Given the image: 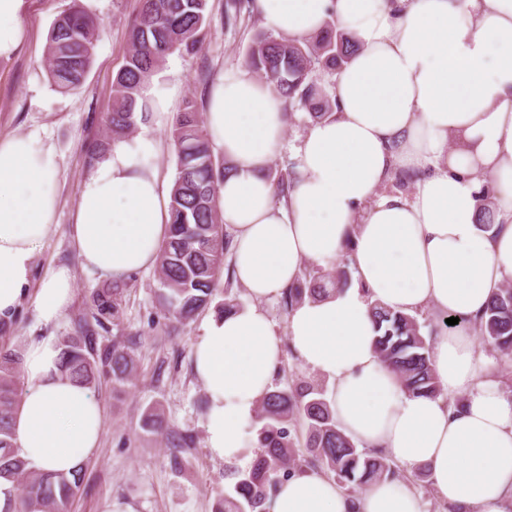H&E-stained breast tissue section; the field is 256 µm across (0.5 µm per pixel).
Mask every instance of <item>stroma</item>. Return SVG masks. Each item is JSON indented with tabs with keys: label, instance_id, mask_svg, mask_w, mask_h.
<instances>
[{
	"label": "stroma",
	"instance_id": "obj_1",
	"mask_svg": "<svg viewBox=\"0 0 512 512\" xmlns=\"http://www.w3.org/2000/svg\"><path fill=\"white\" fill-rule=\"evenodd\" d=\"M81 5L102 26L94 63L80 88L61 93L50 84L46 46L52 22L72 4ZM210 25L202 52L195 57L172 54L161 72L177 85L175 108L188 97L207 101L215 79L243 67L246 50L262 22L251 17L236 25L225 20L226 0H209ZM138 0H24L19 20L26 37L15 55L0 59V137L35 133L52 146L59 164L56 225L44 240L32 280L19 308L0 331V346H26L33 336H61L85 313L94 290L111 287V279L83 268L72 247L70 224L84 178L102 161L112 141L105 136L104 113L112 97V82L127 48L128 26ZM208 80H201V73ZM73 269V297L62 318L40 321L36 294L54 267ZM158 278L154 269L135 272L128 282L124 316L119 329L98 331L99 348L113 336L133 343L135 375L124 393L115 394L110 379H102L94 394L105 416L96 455L83 465L79 493L66 512H104L108 503L132 512H213L215 501L229 483L231 465L213 458L203 429L207 397L193 374L192 339L199 323L177 324L155 304ZM160 407L164 430L142 429L146 409ZM193 441L179 447L178 436Z\"/></svg>",
	"mask_w": 512,
	"mask_h": 512
}]
</instances>
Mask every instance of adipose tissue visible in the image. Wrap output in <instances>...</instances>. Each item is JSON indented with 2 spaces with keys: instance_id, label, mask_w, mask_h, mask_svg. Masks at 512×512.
Masks as SVG:
<instances>
[{
  "instance_id": "1",
  "label": "adipose tissue",
  "mask_w": 512,
  "mask_h": 512,
  "mask_svg": "<svg viewBox=\"0 0 512 512\" xmlns=\"http://www.w3.org/2000/svg\"><path fill=\"white\" fill-rule=\"evenodd\" d=\"M275 34L305 37L333 19L359 49L336 78V109L311 125L294 160L298 180L277 201L267 176L284 144L280 100L250 69L219 76L206 109L231 172L219 190L233 263L250 304L206 318L192 341L208 409L206 446L247 466L245 428L271 388L282 345L265 302L305 264L348 255L355 283L294 306L286 332L301 362L333 382L336 419L359 446L428 470L437 497L476 512H512V397L488 369L471 329L439 336L438 396L406 392L378 357L371 303L471 320L512 279V0H255ZM164 148L145 132L115 144L80 185L71 226L84 267L122 278L154 265L169 231L172 185L150 165ZM399 169L411 194L384 193ZM58 161L37 135L0 137V319L28 287L55 224ZM500 190L496 224L478 226L481 178ZM74 289L52 269L38 315L57 321ZM53 336L32 338L13 421L16 453L37 473H71L104 428L92 389L59 367ZM462 399L454 408L453 399ZM267 512H421L402 482L353 497L316 471L283 480Z\"/></svg>"
}]
</instances>
